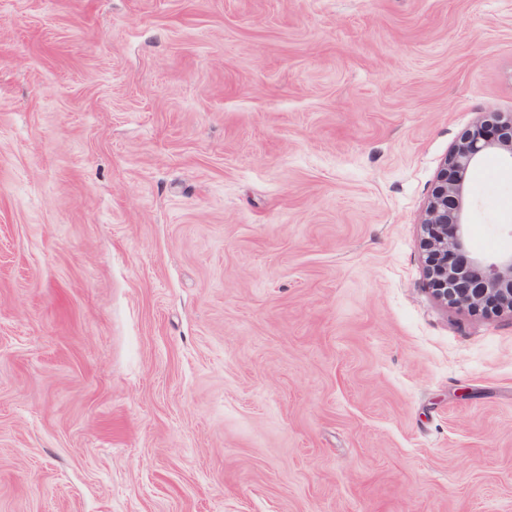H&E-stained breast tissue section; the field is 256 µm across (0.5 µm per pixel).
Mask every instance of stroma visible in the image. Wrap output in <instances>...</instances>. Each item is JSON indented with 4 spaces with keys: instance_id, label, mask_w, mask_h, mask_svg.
<instances>
[{
    "instance_id": "35a3bbf8",
    "label": "stroma",
    "mask_w": 512,
    "mask_h": 512,
    "mask_svg": "<svg viewBox=\"0 0 512 512\" xmlns=\"http://www.w3.org/2000/svg\"><path fill=\"white\" fill-rule=\"evenodd\" d=\"M490 111L512 0H0V512H512V316L421 247Z\"/></svg>"
}]
</instances>
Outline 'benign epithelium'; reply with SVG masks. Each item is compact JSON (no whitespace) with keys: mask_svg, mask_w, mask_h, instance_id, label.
<instances>
[{"mask_svg":"<svg viewBox=\"0 0 512 512\" xmlns=\"http://www.w3.org/2000/svg\"><path fill=\"white\" fill-rule=\"evenodd\" d=\"M512 161V114H481L451 146L422 215L427 286L451 307L512 314V253L487 257L470 247L468 175L488 153Z\"/></svg>","mask_w":512,"mask_h":512,"instance_id":"1","label":"benign epithelium"}]
</instances>
